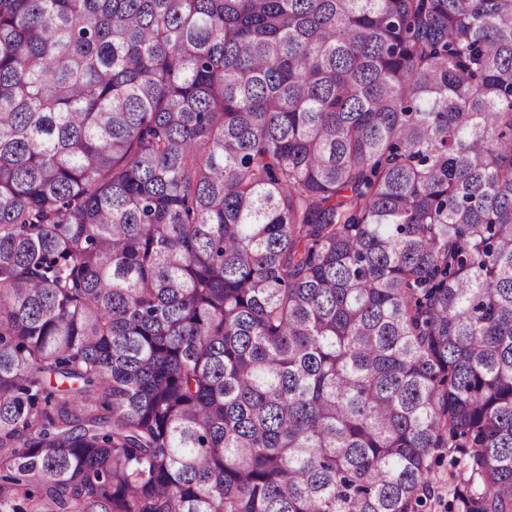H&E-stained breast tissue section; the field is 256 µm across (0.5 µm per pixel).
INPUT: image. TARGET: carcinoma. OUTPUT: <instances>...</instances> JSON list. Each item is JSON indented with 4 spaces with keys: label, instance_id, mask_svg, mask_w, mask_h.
Segmentation results:
<instances>
[{
    "label": "carcinoma",
    "instance_id": "obj_1",
    "mask_svg": "<svg viewBox=\"0 0 512 512\" xmlns=\"http://www.w3.org/2000/svg\"><path fill=\"white\" fill-rule=\"evenodd\" d=\"M512 512V0H0V512Z\"/></svg>",
    "mask_w": 512,
    "mask_h": 512
}]
</instances>
